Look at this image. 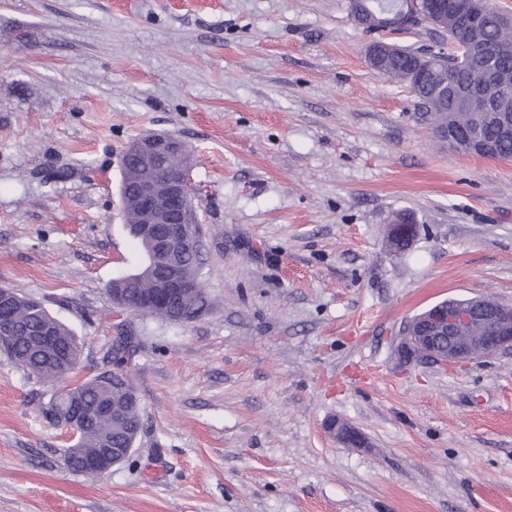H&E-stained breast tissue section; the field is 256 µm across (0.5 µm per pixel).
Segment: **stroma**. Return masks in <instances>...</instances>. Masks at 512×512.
I'll return each mask as SVG.
<instances>
[{"label": "stroma", "instance_id": "obj_1", "mask_svg": "<svg viewBox=\"0 0 512 512\" xmlns=\"http://www.w3.org/2000/svg\"><path fill=\"white\" fill-rule=\"evenodd\" d=\"M371 39L351 0H0V285L81 338L68 383L132 337L143 420L126 462L74 474L50 385L0 354V512H512V350L397 351L437 302L512 304V161L439 139ZM149 132L200 190L186 325L108 291L140 262L120 159ZM408 219L405 214H397L392 224H389L386 245L390 250L401 249L405 242L411 244L413 241L416 227ZM327 432L337 445L344 448H367L370 442L366 436L353 424L336 419L330 421Z\"/></svg>", "mask_w": 512, "mask_h": 512}]
</instances>
